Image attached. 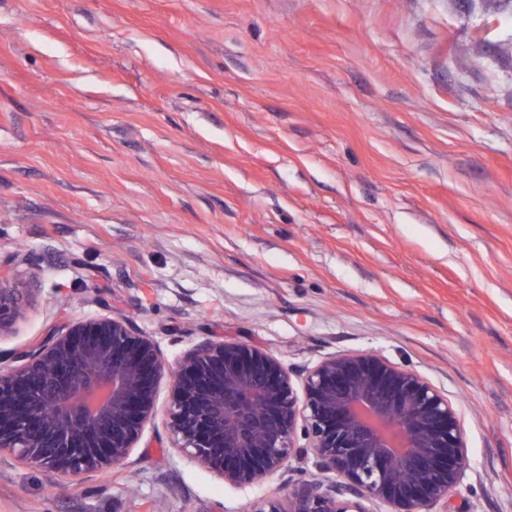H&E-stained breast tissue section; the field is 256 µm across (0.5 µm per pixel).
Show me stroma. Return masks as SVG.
<instances>
[{
    "label": "stroma",
    "mask_w": 512,
    "mask_h": 512,
    "mask_svg": "<svg viewBox=\"0 0 512 512\" xmlns=\"http://www.w3.org/2000/svg\"><path fill=\"white\" fill-rule=\"evenodd\" d=\"M37 297L0 351L120 314L295 374L386 357L454 403L449 512H512V0H0V259ZM0 461V512H245L173 445Z\"/></svg>",
    "instance_id": "1"
}]
</instances>
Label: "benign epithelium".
Instances as JSON below:
<instances>
[{
  "label": "benign epithelium",
  "instance_id": "obj_1",
  "mask_svg": "<svg viewBox=\"0 0 512 512\" xmlns=\"http://www.w3.org/2000/svg\"><path fill=\"white\" fill-rule=\"evenodd\" d=\"M11 272V262L0 263V337L29 302ZM165 369L155 343L111 315L64 323L27 350L0 354V456L72 477L124 466L154 416ZM299 385L265 350L195 345L172 372L175 448L235 487L291 459L311 458L326 475L249 512H369L364 500L386 512H448L469 456L446 395L366 352L328 356Z\"/></svg>",
  "mask_w": 512,
  "mask_h": 512
}]
</instances>
